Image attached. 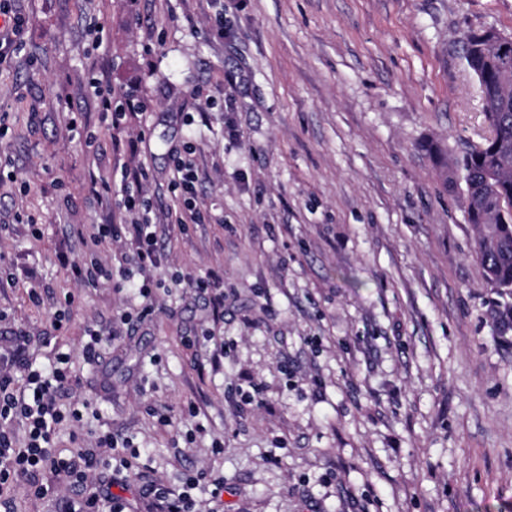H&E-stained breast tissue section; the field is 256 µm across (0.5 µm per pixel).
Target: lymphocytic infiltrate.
Listing matches in <instances>:
<instances>
[{"label": "lymphocytic infiltrate", "instance_id": "f902f5d3", "mask_svg": "<svg viewBox=\"0 0 512 512\" xmlns=\"http://www.w3.org/2000/svg\"><path fill=\"white\" fill-rule=\"evenodd\" d=\"M175 174L171 184L177 191L181 206L175 214L178 227L199 224L202 212L196 200V169L187 155L174 158ZM124 184L122 207L129 219L122 224H99L90 236V248H98L113 240H130L132 251L125 262L142 277L139 292L146 303L142 315L153 309L151 296L152 274L167 259L150 218V200L146 196V168L125 170L121 173ZM31 346V336L26 328L11 326L0 345V492L11 487L18 479L25 478L39 497L54 491L53 485L40 482V475L49 473L65 476L71 485L82 486L91 468L97 466V450H114L111 435H99L95 452H77L61 458L55 453L56 430L64 419L81 420L79 409L62 412L57 402L58 394L71 390L76 379L71 371V356L60 352L48 366L35 369L26 354ZM25 427L24 443H17L14 423ZM125 501L112 492L111 477H102L98 486L89 494L67 502L64 512H126Z\"/></svg>", "mask_w": 512, "mask_h": 512}]
</instances>
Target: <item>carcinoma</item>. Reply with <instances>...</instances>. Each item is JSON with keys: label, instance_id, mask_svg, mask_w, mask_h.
<instances>
[{"label": "carcinoma", "instance_id": "1", "mask_svg": "<svg viewBox=\"0 0 512 512\" xmlns=\"http://www.w3.org/2000/svg\"><path fill=\"white\" fill-rule=\"evenodd\" d=\"M464 59L477 76L484 106L495 108L488 124L485 147L474 149L457 162L469 196V218L478 227L475 256L483 278L506 299L497 304L500 324L512 328V97L502 95L500 73L512 69V47L504 54L464 44Z\"/></svg>", "mask_w": 512, "mask_h": 512}]
</instances>
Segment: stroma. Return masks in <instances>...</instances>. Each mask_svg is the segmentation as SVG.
<instances>
[{"label": "stroma", "instance_id": "obj_1", "mask_svg": "<svg viewBox=\"0 0 512 512\" xmlns=\"http://www.w3.org/2000/svg\"><path fill=\"white\" fill-rule=\"evenodd\" d=\"M29 23L0 62V327L78 384L58 451L102 433L115 494L157 482L197 512H512V332L500 337L464 182L488 135L469 32L512 36V0H14ZM136 89L123 131L98 91ZM79 113L91 141L67 129ZM192 145L210 219L169 227L155 310L83 359L84 330L140 310L138 274L88 288L58 256L106 261L92 183L146 165L154 223L177 209ZM445 152L436 163L428 148ZM120 184L112 201L120 203ZM224 273V315L186 276ZM39 286L33 305L27 285ZM74 295L64 332L57 303ZM223 344L218 370L203 369ZM198 477L187 487L188 477ZM13 512H60L59 476Z\"/></svg>", "mask_w": 512, "mask_h": 512}]
</instances>
